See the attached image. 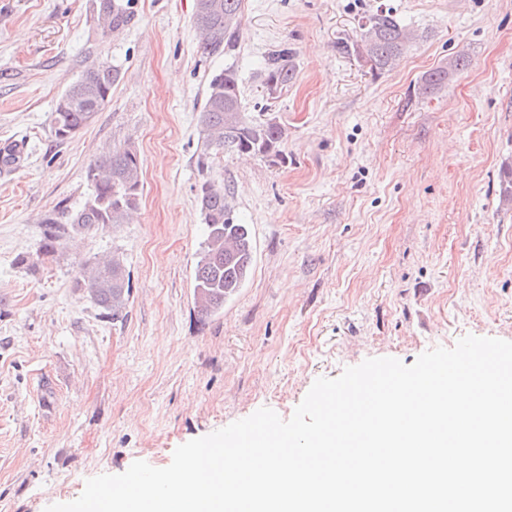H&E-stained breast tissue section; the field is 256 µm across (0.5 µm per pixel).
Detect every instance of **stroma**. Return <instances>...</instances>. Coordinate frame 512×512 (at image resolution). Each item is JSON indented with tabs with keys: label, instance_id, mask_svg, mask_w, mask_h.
<instances>
[{
	"label": "stroma",
	"instance_id": "1",
	"mask_svg": "<svg viewBox=\"0 0 512 512\" xmlns=\"http://www.w3.org/2000/svg\"><path fill=\"white\" fill-rule=\"evenodd\" d=\"M379 7L417 38L375 75L336 44ZM131 10L105 35L95 0H0V146L24 144L0 174V512H44L137 460L166 467L263 406L289 419L315 379L365 359L410 365L469 334L512 341V0H244L235 50L207 58L195 0ZM284 47L295 77L271 95L266 63ZM460 51L469 67L420 96ZM93 60L120 79L57 140L55 102ZM231 64L244 112L286 128L284 161L227 151L199 166L207 80ZM126 146L143 171L128 223L43 258V215L82 206L89 163ZM207 180L230 188L256 254L245 288L202 322ZM112 253L131 276L120 322L77 283Z\"/></svg>",
	"mask_w": 512,
	"mask_h": 512
}]
</instances>
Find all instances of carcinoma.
I'll return each mask as SVG.
<instances>
[{"label":"carcinoma","instance_id":"obj_1","mask_svg":"<svg viewBox=\"0 0 512 512\" xmlns=\"http://www.w3.org/2000/svg\"><path fill=\"white\" fill-rule=\"evenodd\" d=\"M243 0H195L194 23L201 36V54L211 56L233 51L237 45ZM131 21L126 0H96V22L107 35ZM359 35L338 43V50L365 61L370 70L381 74L394 67L407 50L411 35L400 20L378 7L362 17ZM468 65L460 53L422 76L418 91L430 95L448 83L454 72ZM292 54L286 49L274 52L267 63L265 85L275 92L294 79ZM120 78L117 67L93 61L60 95L52 112V128L57 139L65 141L89 124L110 100L112 86ZM203 151L201 167L211 156L230 148L260 155L275 163L283 161L285 129L274 117L250 118L242 111L239 75L229 65L208 79L206 97L199 115ZM141 163L130 147L115 148L93 160L86 179L93 188L91 197L76 210H53L41 220L43 237L40 253L52 256L61 241L75 238L107 224H123L139 201ZM203 215L205 237L193 275V292L198 316L205 321L224 310L244 288L252 271L255 242L250 225L237 224L231 214L228 192L205 182L197 194ZM78 285L87 290L102 314L114 322L125 319L130 297V275L118 254L91 268L80 270Z\"/></svg>","mask_w":512,"mask_h":512}]
</instances>
